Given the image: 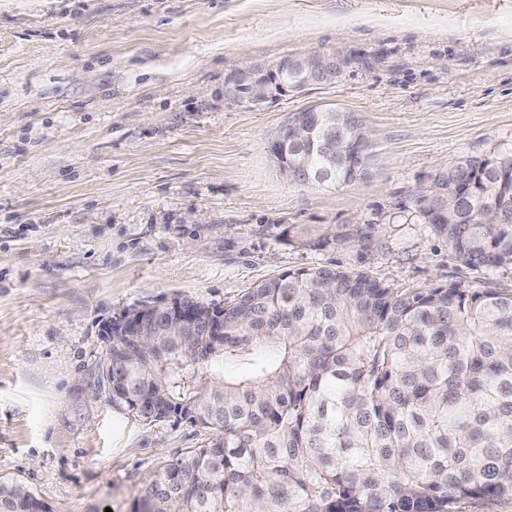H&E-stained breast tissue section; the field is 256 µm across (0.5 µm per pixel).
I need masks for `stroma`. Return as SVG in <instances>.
I'll return each mask as SVG.
<instances>
[{"mask_svg":"<svg viewBox=\"0 0 512 512\" xmlns=\"http://www.w3.org/2000/svg\"><path fill=\"white\" fill-rule=\"evenodd\" d=\"M336 56L331 84L262 106L246 66ZM340 107L364 174L300 185L271 140ZM512 147V0H0V477L49 512H135L212 435L91 396L102 324L176 297L341 266L404 290L512 289L419 224L417 191Z\"/></svg>","mask_w":512,"mask_h":512,"instance_id":"stroma-1","label":"stroma"}]
</instances>
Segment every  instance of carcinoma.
I'll list each match as a JSON object with an SVG mask.
<instances>
[{"label": "carcinoma", "mask_w": 512, "mask_h": 512, "mask_svg": "<svg viewBox=\"0 0 512 512\" xmlns=\"http://www.w3.org/2000/svg\"><path fill=\"white\" fill-rule=\"evenodd\" d=\"M354 116L296 112L274 164L300 184H347L369 152ZM448 207L421 222L456 259L512 268V148L435 177ZM197 325L140 317L112 339V405L182 418L215 438L151 478L136 512H455L512 499V290H395L323 266L261 282ZM35 497L0 480V512ZM458 512H512L510 498H473L457 504Z\"/></svg>", "instance_id": "carcinoma-1"}]
</instances>
